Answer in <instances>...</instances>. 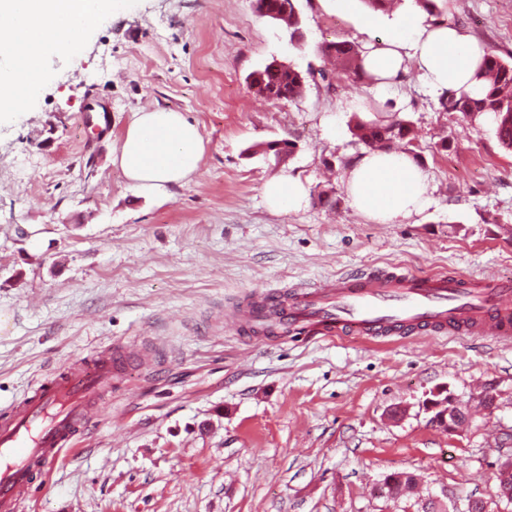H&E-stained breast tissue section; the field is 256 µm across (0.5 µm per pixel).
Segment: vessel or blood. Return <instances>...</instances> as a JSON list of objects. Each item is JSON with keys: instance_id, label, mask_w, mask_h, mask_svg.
Here are the masks:
<instances>
[{"instance_id": "vessel-or-blood-1", "label": "vessel or blood", "mask_w": 512, "mask_h": 512, "mask_svg": "<svg viewBox=\"0 0 512 512\" xmlns=\"http://www.w3.org/2000/svg\"><path fill=\"white\" fill-rule=\"evenodd\" d=\"M278 330L308 339L361 336L383 341L414 330L512 340V278H468L402 267L326 279L309 288L255 295L239 323L255 329L258 309ZM134 345L100 347L43 380L0 413V512H18L38 477L48 476L101 415L112 377L138 357Z\"/></svg>"}]
</instances>
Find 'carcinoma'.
<instances>
[{
    "mask_svg": "<svg viewBox=\"0 0 512 512\" xmlns=\"http://www.w3.org/2000/svg\"><path fill=\"white\" fill-rule=\"evenodd\" d=\"M320 51L335 58L354 78H364L360 51L354 43L329 42L322 45ZM261 76V91L268 98L286 96L293 100L301 95L306 82V76L291 64L286 69L266 68ZM480 76L485 81L481 96L473 97L466 92L443 94L440 106L444 111L455 112L470 122L483 114L492 115L499 143L506 149H512V63L488 53L483 58ZM349 128L358 142L373 150H386L400 142L409 144L414 139V129L404 119L381 123L356 117ZM415 484V476L408 473L405 479L394 480L388 489L387 498L405 496L407 490Z\"/></svg>",
    "mask_w": 512,
    "mask_h": 512,
    "instance_id": "carcinoma-1",
    "label": "carcinoma"
}]
</instances>
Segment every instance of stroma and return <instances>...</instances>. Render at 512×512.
I'll return each instance as SVG.
<instances>
[{"label": "stroma", "instance_id": "1", "mask_svg": "<svg viewBox=\"0 0 512 512\" xmlns=\"http://www.w3.org/2000/svg\"><path fill=\"white\" fill-rule=\"evenodd\" d=\"M303 48L254 0H132L89 33L81 56H52L31 103L0 122V412L50 372L104 344L137 345L77 450L23 512H447L493 494L512 456V341L429 334L388 342L254 337L237 318L267 290L373 268L512 276V151L490 115L442 111L416 70L384 92L336 72L328 42L362 44L356 15L298 0ZM444 21L512 62V0H441ZM278 59L313 69L301 97L269 101L248 76ZM391 104L434 188L429 206L377 224L350 204L349 129ZM164 107L206 143L193 179L155 197L112 163L135 112ZM294 141L285 160L256 146ZM300 178V210L271 213L263 183ZM332 193L333 204L318 198ZM497 409L457 434L430 420V391ZM416 476L414 498L374 495Z\"/></svg>", "mask_w": 512, "mask_h": 512}]
</instances>
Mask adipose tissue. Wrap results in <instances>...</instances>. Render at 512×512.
Returning <instances> with one entry per match:
<instances>
[{
  "label": "adipose tissue",
  "instance_id": "obj_1",
  "mask_svg": "<svg viewBox=\"0 0 512 512\" xmlns=\"http://www.w3.org/2000/svg\"><path fill=\"white\" fill-rule=\"evenodd\" d=\"M330 3L337 13H358L363 32L384 29L382 39L361 52L364 72L379 86L399 79L411 63L437 94L481 92L483 47L460 27L427 23L416 0H400L386 14L357 10V0ZM125 6L126 0H0V118L28 105L45 80L46 57L80 55L88 33ZM205 149L197 125L158 107L135 113L112 162L131 188L164 196L197 172ZM261 192L279 213L299 209L307 198L305 184L289 176L267 180ZM347 193L368 220L399 224L429 205L432 187L411 155L371 150L353 162Z\"/></svg>",
  "mask_w": 512,
  "mask_h": 512
}]
</instances>
